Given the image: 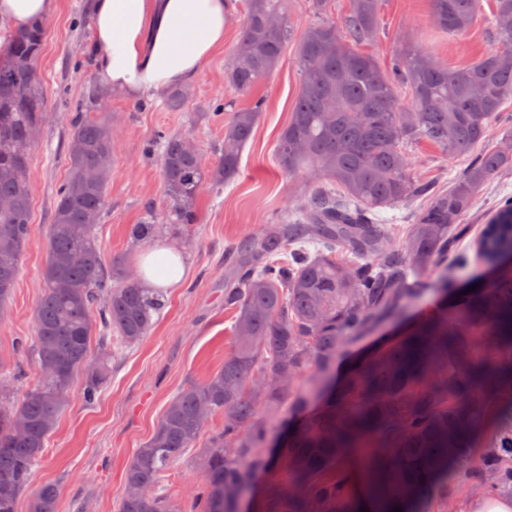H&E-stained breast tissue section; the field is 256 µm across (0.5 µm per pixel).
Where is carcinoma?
Instances as JSON below:
<instances>
[{
  "instance_id": "cac0c4a2",
  "label": "carcinoma",
  "mask_w": 512,
  "mask_h": 512,
  "mask_svg": "<svg viewBox=\"0 0 512 512\" xmlns=\"http://www.w3.org/2000/svg\"><path fill=\"white\" fill-rule=\"evenodd\" d=\"M246 20L224 69V83L247 107L224 111V140L206 164L186 133H168L159 149L171 206L146 210L129 228L135 242L156 226L197 224L194 201L239 172L242 151L262 112L256 88L268 80L295 33L286 0H245ZM434 23L448 33L470 27L479 0H433ZM381 0H351L345 28L318 19L297 44L299 90L277 142V160L300 181L305 204L283 211L256 237L227 251L224 306L236 313L233 346L206 380L178 390L150 437L128 464L119 512H177L162 493L164 475L196 446L208 421L224 416L196 459L205 491L197 512H237L251 474L288 473L271 487L260 512H358L353 462L367 476L373 512L397 502L402 512H433L443 500L477 493L512 498V196L494 209L476 240L490 279L470 293L448 277V254L467 263L453 240L473 200L495 173L512 168V134L476 155L446 190L418 180L404 146L426 140L450 159L484 138L512 96V0H495L497 46L462 68L441 64L407 43L383 70L358 48L378 35ZM46 37L37 20L10 37L0 62V316L8 306L29 239L32 208L31 132L43 127L46 104L38 64ZM407 98H401V89ZM192 88L168 93L163 106L182 112ZM91 90L71 106L68 171L48 226L45 291L35 314L38 384L14 406H0V512H17L45 442L77 380L87 404L98 401L112 358L139 343L163 307V290L141 288L120 259L102 262L98 237L116 137L108 117L92 115ZM426 198L401 240L378 209ZM313 249H308V246ZM289 254L281 259L279 255ZM431 288L445 293L434 309L347 367L313 412L300 417L285 449L264 453L267 426L297 385L336 372L341 355L381 322L397 318ZM104 303L102 353L89 360L93 313ZM111 337H106V334ZM57 488L41 487L29 512H56Z\"/></svg>"
}]
</instances>
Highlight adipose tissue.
I'll use <instances>...</instances> for the list:
<instances>
[{"instance_id": "obj_1", "label": "adipose tissue", "mask_w": 512, "mask_h": 512, "mask_svg": "<svg viewBox=\"0 0 512 512\" xmlns=\"http://www.w3.org/2000/svg\"><path fill=\"white\" fill-rule=\"evenodd\" d=\"M57 0H0V60L6 36L50 16ZM236 0H93L91 56L104 90L133 98L159 97L191 84L224 45ZM142 284L170 288L185 274V257L172 246L141 259Z\"/></svg>"}]
</instances>
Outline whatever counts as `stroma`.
Wrapping results in <instances>:
<instances>
[{"label": "stroma", "instance_id": "35a3bbf8", "mask_svg": "<svg viewBox=\"0 0 512 512\" xmlns=\"http://www.w3.org/2000/svg\"><path fill=\"white\" fill-rule=\"evenodd\" d=\"M432 0H382L379 34L363 44L381 68H388L404 38L426 45L444 64L462 67L495 45L494 0H481L480 12L461 34L434 27ZM245 16L237 9L224 29V46L206 64L193 84L194 95L185 111H167L160 100H132L115 92L98 101L110 113L118 146L107 189L108 206L98 227L104 263L122 258L131 274H138L144 244L130 240V225L141 223L148 207L164 210L157 156L147 154L148 143L168 132L191 133L204 162L215 159L224 138L220 119H195L199 105L233 98L224 83L227 66ZM48 37L39 71L49 119L32 149L30 180L32 210L29 242L10 301L0 318V382L10 385L8 403H18L38 380L34 350L18 351L17 340L35 338V311L42 295L41 270L47 256V231L57 191L67 174L66 141L70 123L61 94L77 101L95 82L94 66L86 52L91 37L87 0H58L47 19ZM296 48L288 46L267 84L257 94L265 101L247 142L237 177L224 189H202L195 199V224H161L152 244L177 246L186 256L187 272L179 287L166 289L164 307L154 315L142 341L127 348L112 363V377L100 399L85 404L72 393L69 406L35 466L29 486L17 499V512H29L32 495L46 484L57 485V512H117L126 467L136 448L151 435L172 396L191 382L216 372L231 350L233 320L224 308V252L238 240L254 235L299 195L295 180L286 178L276 157L277 139L287 125L299 88ZM406 152L416 177L435 187L448 188L462 176L470 159L442 157L434 144L418 140ZM512 195V168L494 174L483 186L466 223H485L495 205ZM438 292L412 303L403 318L384 322L351 347L354 357L374 349L406 322L434 308ZM196 449H189L164 480L179 512H193L203 487L193 468Z\"/></svg>", "mask_w": 512, "mask_h": 512}]
</instances>
